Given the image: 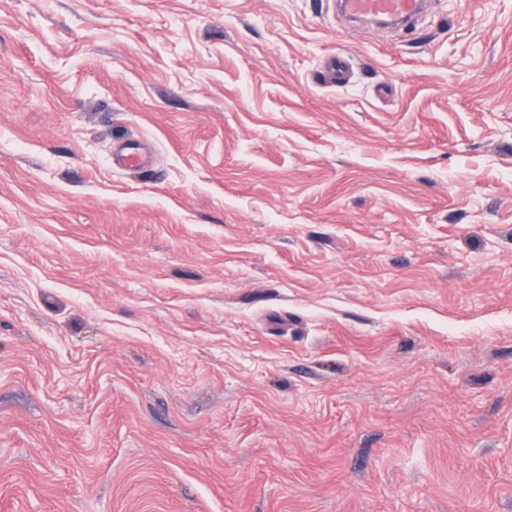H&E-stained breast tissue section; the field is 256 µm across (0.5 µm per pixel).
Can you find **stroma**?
I'll return each instance as SVG.
<instances>
[{
  "mask_svg": "<svg viewBox=\"0 0 512 512\" xmlns=\"http://www.w3.org/2000/svg\"><path fill=\"white\" fill-rule=\"evenodd\" d=\"M0 512H512V0H0ZM424 0H338L339 11L354 18H385L406 26L423 11ZM151 155L141 151L138 142H127L112 152V169L116 171H140L150 162Z\"/></svg>",
  "mask_w": 512,
  "mask_h": 512,
  "instance_id": "stroma-1",
  "label": "stroma"
}]
</instances>
